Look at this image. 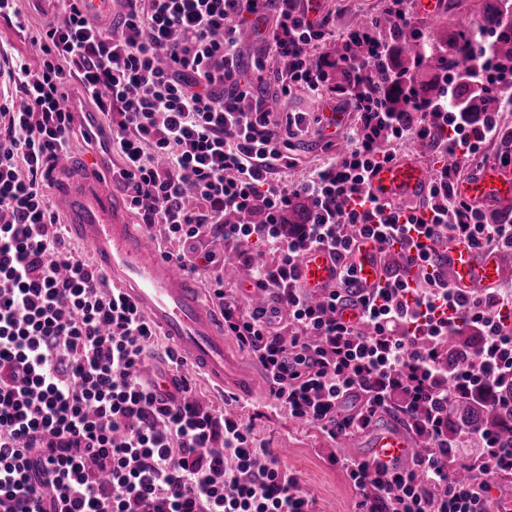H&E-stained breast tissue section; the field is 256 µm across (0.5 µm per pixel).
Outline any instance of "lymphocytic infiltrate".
<instances>
[{"label": "lymphocytic infiltrate", "instance_id": "f902f5d3", "mask_svg": "<svg viewBox=\"0 0 512 512\" xmlns=\"http://www.w3.org/2000/svg\"><path fill=\"white\" fill-rule=\"evenodd\" d=\"M315 12L305 0H123L111 28L59 0L58 19L35 38L38 69L0 46V79L24 98L0 100V512H317L242 419L192 398L187 380L165 392L147 376L150 358L171 371L183 361L156 354L149 318L68 240L44 167L70 152L73 118L62 99L71 73L104 117L116 173L145 224L164 225L179 243L215 229L245 256L257 245L279 250L276 266L251 269L273 306L243 308L220 280L210 294L225 335L261 363L271 400L333 439L368 428L389 406L402 410L422 449L409 469L343 459L356 512H493L486 491L512 473V448L499 447L487 426L449 437L448 409L462 388L512 408V288L461 294L429 251L457 236L512 250V221L488 223L456 194L448 166L434 173L422 209L394 207L364 186L409 141L476 158L512 111V70L495 78L499 111L390 113L383 131L368 100L323 84L321 71L335 62ZM259 28L265 56L247 69L239 38ZM270 57L291 62L281 94L343 99L358 116L349 150L298 182L284 177L292 163L281 131L303 136L308 122L300 113L279 121L251 93ZM301 196L314 211L285 229L279 217ZM253 209L265 211V223L224 221ZM362 238L399 251L418 279L390 275L362 287L350 260ZM316 249L340 264L335 286L317 299L297 284L300 259ZM349 307L357 323L343 319ZM283 314L287 336L277 330ZM462 325L481 342L472 366L453 372L445 349ZM351 396L361 405L340 416ZM462 462L472 479H456Z\"/></svg>", "mask_w": 512, "mask_h": 512}]
</instances>
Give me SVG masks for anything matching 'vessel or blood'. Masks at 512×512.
Here are the masks:
<instances>
[{"mask_svg":"<svg viewBox=\"0 0 512 512\" xmlns=\"http://www.w3.org/2000/svg\"><path fill=\"white\" fill-rule=\"evenodd\" d=\"M76 5L83 16L108 25L118 2L76 0ZM81 101V96H70L64 107L78 115L86 132L97 131L100 113L81 108ZM111 156L112 145L104 141L91 157L48 163L47 174L57 183V204L69 232L92 248L101 271L126 291L180 357L217 386H232L247 397L256 395L255 374L244 369L224 340L221 312L175 262L161 258L146 232L133 228L118 178L104 175ZM429 183L420 160L404 156L372 171L368 187L383 200L409 203L420 200ZM457 190L470 203L487 209L512 208V172L495 164L476 163ZM352 260L362 284L372 285L381 277L379 252L371 242H360ZM430 260L466 295L493 287L506 274L501 251L475 249L462 237L433 245ZM338 273V264L323 250L306 255L298 268L300 285L316 296L335 283ZM417 451L407 435L389 427L373 436L366 460L409 459Z\"/></svg>","mask_w":512,"mask_h":512,"instance_id":"1","label":"vessel or blood"}]
</instances>
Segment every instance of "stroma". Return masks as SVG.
Wrapping results in <instances>:
<instances>
[{"label": "stroma", "instance_id": "1", "mask_svg": "<svg viewBox=\"0 0 512 512\" xmlns=\"http://www.w3.org/2000/svg\"><path fill=\"white\" fill-rule=\"evenodd\" d=\"M443 2L441 12L434 20L423 21L414 13L410 16L411 22L427 24L435 34L455 27L479 35L485 0ZM318 3L320 16L327 20L326 38L339 41L345 38L347 31L360 18L379 15L385 8L386 0H318ZM16 8L17 15L0 16V44L34 69L39 65L40 56L32 38L37 30L50 21L51 16L40 10L33 0H18ZM335 105L344 112L343 132L355 127V114L343 100L335 104L328 98L296 91L280 99L278 109L284 116L291 112H304L314 118L325 115ZM343 132L329 139L322 136L320 126L314 125L306 136L292 139L289 155L294 165L287 170V177H300L332 162L347 147ZM194 245L199 251L213 252L217 259L216 265L202 269L196 275V282L206 289L211 280L218 276L223 279L229 294L239 295L244 258L231 255L230 245L225 244L212 230L202 234ZM180 374L189 380L198 400L216 407L227 406L230 412L239 415L250 426L255 437L279 457L282 465L298 475L303 488L315 497L319 512H355L356 492L339 462L340 457L365 456L373 429L405 423L403 416L384 412L375 420L373 429L332 440L318 426L291 417L285 409L271 405L267 398L228 403L223 393L201 374L188 367L182 368Z\"/></svg>", "mask_w": 512, "mask_h": 512}]
</instances>
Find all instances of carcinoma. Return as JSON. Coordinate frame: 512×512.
I'll use <instances>...</instances> for the list:
<instances>
[{"mask_svg": "<svg viewBox=\"0 0 512 512\" xmlns=\"http://www.w3.org/2000/svg\"><path fill=\"white\" fill-rule=\"evenodd\" d=\"M398 4L399 0H388L380 16L361 20L358 28L392 44L400 54L402 67H417L421 78L417 81L397 79L394 69L387 66L383 56L376 52L374 39L353 38L327 43L331 56L340 61L338 67L326 74L328 82L334 85L353 80L365 96L373 91L367 75H374L384 94L385 112H411L415 103L428 112H436L438 100L445 95L457 101L461 112L498 111L493 88H479L459 76L463 63L475 55L491 56L499 72L512 69V19L505 17L498 0H489L483 9L480 27L485 40L482 42L473 40L460 29L450 30L448 35L437 39L425 28L398 21ZM310 208L308 200H296L285 215L286 223L305 218ZM224 220L229 224L241 221L263 223L266 213H229ZM477 345L478 337L471 333V329L459 327L448 338V366L458 370L466 368ZM478 414L494 427L500 447L512 448V415L497 414L487 402L473 398L456 400L448 419V435H453L462 422Z\"/></svg>", "mask_w": 512, "mask_h": 512, "instance_id": "carcinoma-1", "label": "carcinoma"}]
</instances>
